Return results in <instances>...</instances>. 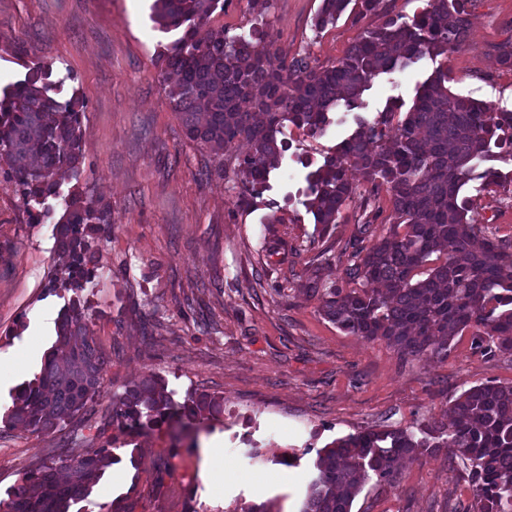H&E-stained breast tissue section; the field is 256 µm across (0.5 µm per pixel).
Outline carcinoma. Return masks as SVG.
<instances>
[{"label": "carcinoma", "instance_id": "cac0c4a2", "mask_svg": "<svg viewBox=\"0 0 512 512\" xmlns=\"http://www.w3.org/2000/svg\"><path fill=\"white\" fill-rule=\"evenodd\" d=\"M225 0H154L152 18L164 30L183 29L165 54L167 96L181 114L187 138L215 155L238 140L249 151L238 159L240 201L267 187L271 170L288 150L285 127L320 136L330 112L353 109L373 78L426 55L437 57L463 47L473 24L475 0H430L409 21L385 17L366 28L337 64L316 69L303 57L287 61L269 32L272 0L254 5L248 36L205 28ZM382 0H322L313 27L321 32L345 11L363 18L380 11ZM500 66L512 69V36L496 47ZM45 67L3 90L0 98V171L21 192L25 204L43 205L57 195L55 176L77 169L82 112L72 98L60 102L49 92ZM448 71L436 70L418 91L404 119L381 112L362 122L308 177L301 201L314 223H337L356 193L347 171L390 195L393 218L376 234L366 219L344 249L345 281L310 292L320 311L353 336L383 341L400 356L448 358L460 332L471 331L474 348L490 356H512V252L487 236L461 197L473 180L478 193L500 185V172L483 161H512V108L453 93ZM396 125L397 133L387 129ZM109 223V210L74 200L59 221L58 244L72 262L63 283L77 290L90 279L94 253L87 236ZM77 303L61 314L57 340L35 382L25 386L9 415L12 426L60 433L30 484L15 488L6 512H69L70 502L87 495L109 465V449L77 461L81 481L64 473L74 434L66 426L93 400L106 363ZM446 424L434 420L421 436L404 429L368 428L338 439L317 453L316 478L301 512H351L370 475L392 484L403 460L434 456L470 468L472 512H512V383H484L465 390ZM224 412L220 399L191 394L179 403L162 380L151 376L112 396V422L137 432L181 419Z\"/></svg>", "mask_w": 512, "mask_h": 512}]
</instances>
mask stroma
Returning a JSON list of instances; mask_svg holds the SVG:
<instances>
[{"mask_svg": "<svg viewBox=\"0 0 512 512\" xmlns=\"http://www.w3.org/2000/svg\"><path fill=\"white\" fill-rule=\"evenodd\" d=\"M321 0H273L270 31L282 53L312 67L344 58L364 28L389 15L404 20L428 0H384V15L342 16L314 32ZM153 0H0V88L48 66L59 101L83 105L78 175H65L52 212L24 204L14 183L0 178V360L21 352L29 337L45 348L57 340L61 312L79 301L88 332L106 362L90 411L76 423L75 457L112 451L92 492L70 512H300L319 449L368 427L417 431L442 418L465 389L512 382V356L476 350L470 332L456 336L445 360L400 357L386 343L341 331L309 296L313 280L344 278V247L365 216V190L336 224L316 225L300 202H289L296 165L280 162L268 186L241 203L233 171L247 149L239 142L216 160L191 142L165 91L159 55L179 38L152 19ZM466 44L379 75L358 108L338 113L305 149L312 167L354 132L397 106L408 112L420 86L447 70L453 92L512 107V71L495 47L512 35V0H477ZM110 207V221L89 240L94 276L73 290L52 285L65 263L57 227L72 195ZM474 217L501 244L512 245V198L476 194ZM35 360L22 383L0 387V501L48 456L57 435L8 426L22 384L40 374ZM155 374L181 402L206 391L224 401L223 414L190 428L129 434L103 425L113 394ZM223 447L237 479L213 486L202 469L205 447ZM298 454L291 476L259 485ZM171 462L174 475L163 470ZM468 470L447 457L407 462L397 482L370 477L352 512H468Z\"/></svg>", "mask_w": 512, "mask_h": 512, "instance_id": "obj_1", "label": "stroma"}]
</instances>
